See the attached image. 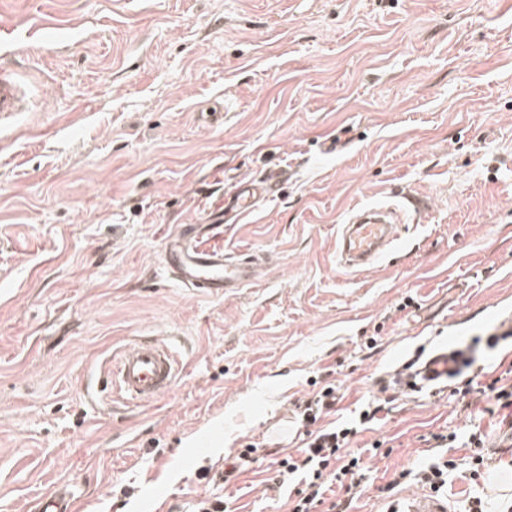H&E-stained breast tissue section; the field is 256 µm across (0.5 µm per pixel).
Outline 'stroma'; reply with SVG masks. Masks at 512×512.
<instances>
[{
	"label": "stroma",
	"instance_id": "35a3bbf8",
	"mask_svg": "<svg viewBox=\"0 0 512 512\" xmlns=\"http://www.w3.org/2000/svg\"><path fill=\"white\" fill-rule=\"evenodd\" d=\"M4 67L26 105L0 128V512L63 482L79 512H191L208 491L288 512L273 461L317 384L336 422L381 407L349 445L383 447L351 512L419 493L398 474L451 432L450 512L512 501L503 412H461L458 381L389 385L512 322V0H0ZM271 175L272 198L224 227L257 282L178 285L166 239ZM398 195L415 202L400 250L338 269L348 210ZM141 337L178 354L173 389L133 408L95 394ZM475 432L500 460L478 483Z\"/></svg>",
	"mask_w": 512,
	"mask_h": 512
}]
</instances>
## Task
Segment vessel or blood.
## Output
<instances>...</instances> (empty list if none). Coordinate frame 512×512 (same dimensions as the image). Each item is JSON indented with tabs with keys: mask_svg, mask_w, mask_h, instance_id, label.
<instances>
[{
	"mask_svg": "<svg viewBox=\"0 0 512 512\" xmlns=\"http://www.w3.org/2000/svg\"><path fill=\"white\" fill-rule=\"evenodd\" d=\"M276 185L270 180L250 181L237 186L231 206L234 218L251 213L268 199ZM405 208L358 207L348 213L336 240V264L353 271L364 270L396 248ZM164 266L182 286L210 297L231 295L250 284L255 276L251 258L231 259L224 254V227L220 224H186L166 241ZM448 352H433L405 378V388L426 387L448 378ZM177 363L172 349L157 339H137L133 347L104 374L103 389L121 393L125 405L140 406L156 400L175 383ZM78 498L63 484L35 504V512H77ZM386 512H448V502L434 493L404 496Z\"/></svg>",
	"mask_w": 512,
	"mask_h": 512,
	"instance_id": "vessel-or-blood-1",
	"label": "vessel or blood"
}]
</instances>
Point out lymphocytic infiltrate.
<instances>
[{"mask_svg": "<svg viewBox=\"0 0 512 512\" xmlns=\"http://www.w3.org/2000/svg\"><path fill=\"white\" fill-rule=\"evenodd\" d=\"M335 401L336 389L328 385L300 404L306 428L303 444L297 453L276 462L283 480L299 483L290 512H315L335 486L351 497L364 489V462L361 456L348 453L346 447L360 427L375 420L378 411L367 407L349 424L322 425V418L330 413Z\"/></svg>", "mask_w": 512, "mask_h": 512, "instance_id": "f902f5d3", "label": "lymphocytic infiltrate"}]
</instances>
